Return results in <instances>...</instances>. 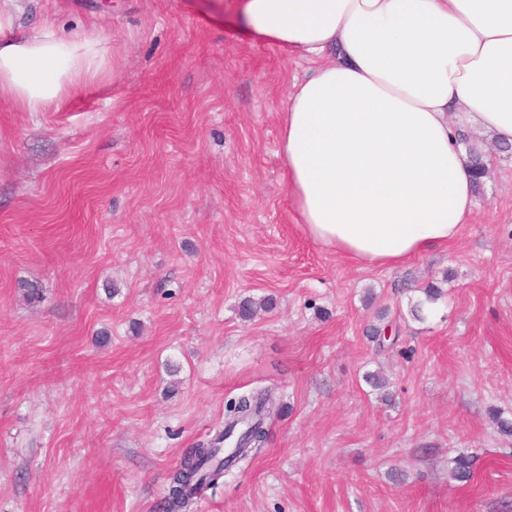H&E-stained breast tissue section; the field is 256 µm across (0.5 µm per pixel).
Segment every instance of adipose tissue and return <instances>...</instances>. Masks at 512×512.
Here are the masks:
<instances>
[{
	"label": "adipose tissue",
	"mask_w": 512,
	"mask_h": 512,
	"mask_svg": "<svg viewBox=\"0 0 512 512\" xmlns=\"http://www.w3.org/2000/svg\"><path fill=\"white\" fill-rule=\"evenodd\" d=\"M238 19L311 65L281 112L296 222L364 266L453 242L475 205L461 127L512 144V0H239ZM14 27L0 0V97L21 111L109 73L91 37Z\"/></svg>",
	"instance_id": "adipose-tissue-1"
}]
</instances>
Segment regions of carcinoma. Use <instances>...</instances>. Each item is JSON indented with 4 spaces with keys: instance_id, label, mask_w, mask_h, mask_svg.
<instances>
[{
    "instance_id": "cac0c4a2",
    "label": "carcinoma",
    "mask_w": 512,
    "mask_h": 512,
    "mask_svg": "<svg viewBox=\"0 0 512 512\" xmlns=\"http://www.w3.org/2000/svg\"><path fill=\"white\" fill-rule=\"evenodd\" d=\"M469 164L474 175L475 186H480L487 174L484 154L477 148L469 149ZM421 298L412 302L409 314L418 322L425 320L423 306L442 299L444 291L432 283L418 289ZM274 298L267 296L259 300L246 297L239 302L238 313L244 320L252 319L260 310H270ZM270 392L251 391L229 400L224 410V429L215 433L208 442L190 449L180 466L170 477L166 510L184 512L204 485L214 484V476L230 472L236 465L248 459L250 452L267 442L265 420L269 409ZM449 477L457 481H469L473 477V460L460 453L450 461Z\"/></svg>"
}]
</instances>
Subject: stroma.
Wrapping results in <instances>:
<instances>
[{"label":"stroma","mask_w":512,"mask_h":512,"mask_svg":"<svg viewBox=\"0 0 512 512\" xmlns=\"http://www.w3.org/2000/svg\"><path fill=\"white\" fill-rule=\"evenodd\" d=\"M18 2V38H98L111 75L46 112L0 98V512H163L255 388L267 443L191 512H512V152L467 130L495 161L458 238L360 266L294 221L278 138L308 64L244 35L238 0ZM416 291L421 293L423 299H417L410 304L409 314L413 320L422 322L425 320V314L423 313L424 303H436L442 299L444 291L434 283L428 284L425 288H418Z\"/></svg>","instance_id":"1"}]
</instances>
